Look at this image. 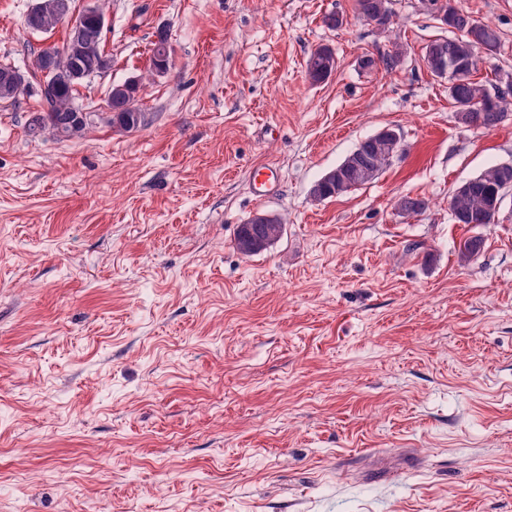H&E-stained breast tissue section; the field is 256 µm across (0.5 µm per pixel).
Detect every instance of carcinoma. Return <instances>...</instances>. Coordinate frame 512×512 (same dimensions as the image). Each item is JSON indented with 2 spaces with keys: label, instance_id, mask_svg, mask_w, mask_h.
Wrapping results in <instances>:
<instances>
[{
  "label": "carcinoma",
  "instance_id": "1",
  "mask_svg": "<svg viewBox=\"0 0 512 512\" xmlns=\"http://www.w3.org/2000/svg\"><path fill=\"white\" fill-rule=\"evenodd\" d=\"M429 13L441 25L452 33L450 37H439L429 41L423 48V59L430 57L448 61V96L456 108L457 118L467 127L492 131L512 116V83L502 84L501 79L489 83L476 79L477 72L490 62L501 43L499 31L489 23L475 19L470 13L451 4V0H429ZM41 13L36 26L41 33L48 34L65 20L63 0H40ZM356 15L375 27L378 34L388 36L393 11L391 0H354ZM86 36L74 45L72 36H67L61 46L50 47L54 56L47 59V50L41 49L34 54V71L45 75L43 85L51 87L48 93H40V110L31 114L28 123L33 135L48 134L57 138L81 137L88 123L78 119L73 106L77 104L76 94L79 81L53 78L45 74L48 63L57 69L75 67L99 76L112 67V57L105 51L106 31L95 28V20L87 17L82 20ZM168 46L166 30L156 33L152 42L147 75L153 76L162 71V50ZM405 53L403 45L394 43L392 50L376 59L365 56L363 70H371L378 64L387 68L398 65ZM337 68L336 55L327 45L316 48L307 59V74L314 83L328 80ZM12 75V78L0 82V100H14L23 90L25 77L8 64H0V76ZM144 77L129 78L112 84L106 104L112 127L119 131L133 132L145 121V113L138 105L139 92ZM400 146L390 142L375 148L370 141L362 140L344 158L347 164V182L338 187L333 183L315 182L310 194L317 201L351 193L376 180L380 173L391 164L398 155ZM512 185V164L490 166L469 179L463 190H453L448 200L451 219L456 224H492L495 214L491 211L493 198L501 186ZM429 208L424 197L405 195L396 202V209L402 214L419 215ZM283 219L274 215L260 230H254L252 220L239 225L235 245L237 250L247 256L256 255L277 243L282 237ZM482 240L467 237L460 242L458 254L461 260L469 261L480 251Z\"/></svg>",
  "mask_w": 512,
  "mask_h": 512
}]
</instances>
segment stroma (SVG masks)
<instances>
[{
  "label": "stroma",
  "instance_id": "obj_1",
  "mask_svg": "<svg viewBox=\"0 0 512 512\" xmlns=\"http://www.w3.org/2000/svg\"><path fill=\"white\" fill-rule=\"evenodd\" d=\"M34 2L0 0V63L27 83L0 101V512H512V195L492 224L448 212L512 162V119L458 123L421 0H392L387 39L353 0H105L112 68L70 141L28 132L33 54L68 29H27ZM454 2L501 35L479 79L512 73V0ZM161 28L173 65L118 131L107 90ZM395 42L397 68H359ZM322 44L338 67L314 84ZM386 126L402 152L373 183L311 197ZM258 212L284 235L245 256ZM265 214L272 217L267 224H264L268 218ZM252 217L245 224L239 225L235 238L237 250L247 256L256 255L272 247L280 240L283 233L284 222L280 216L270 213H257ZM253 223L257 225L263 224L258 232L254 230Z\"/></svg>",
  "mask_w": 512,
  "mask_h": 512
}]
</instances>
